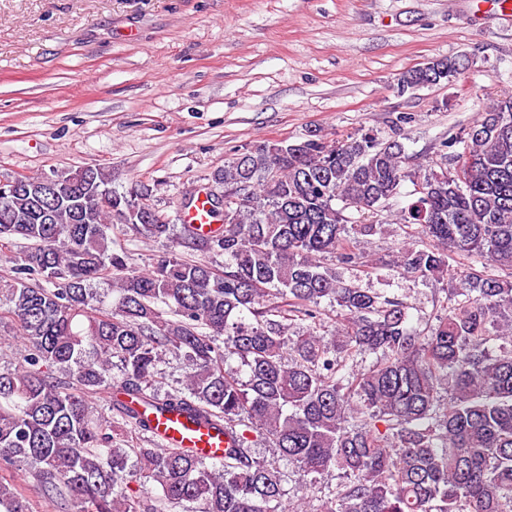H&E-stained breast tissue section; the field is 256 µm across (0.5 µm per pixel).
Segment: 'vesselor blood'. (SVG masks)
Wrapping results in <instances>:
<instances>
[{
    "label": "vessel or blood",
    "instance_id": "obj_1",
    "mask_svg": "<svg viewBox=\"0 0 512 512\" xmlns=\"http://www.w3.org/2000/svg\"><path fill=\"white\" fill-rule=\"evenodd\" d=\"M153 436L160 446L191 448L203 455L222 454L230 443L223 428L206 427L169 414L155 417Z\"/></svg>",
    "mask_w": 512,
    "mask_h": 512
}]
</instances>
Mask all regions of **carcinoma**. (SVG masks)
<instances>
[{"instance_id": "cac0c4a2", "label": "carcinoma", "mask_w": 512, "mask_h": 512, "mask_svg": "<svg viewBox=\"0 0 512 512\" xmlns=\"http://www.w3.org/2000/svg\"><path fill=\"white\" fill-rule=\"evenodd\" d=\"M468 65L432 59L396 90L447 85ZM399 136L328 144L314 129L244 149L217 172L242 202L210 204L222 227L208 234L174 233L147 185L115 191L99 168L121 204L88 224L66 202L76 171L54 174L39 204L0 197V246L29 242L0 278V325L22 343L0 370V469L27 468L51 512H512V94L441 142L452 172ZM407 180L401 241L378 257L371 237L389 229L373 217ZM117 225L165 244L151 270L131 267ZM454 263L458 281L422 329V309L359 284L381 266L440 281ZM109 276L110 304L95 288ZM295 321L308 327L291 337ZM169 353L183 373L163 392ZM149 410L220 425L232 447L212 460L162 449ZM0 512H32L11 478Z\"/></svg>"}]
</instances>
